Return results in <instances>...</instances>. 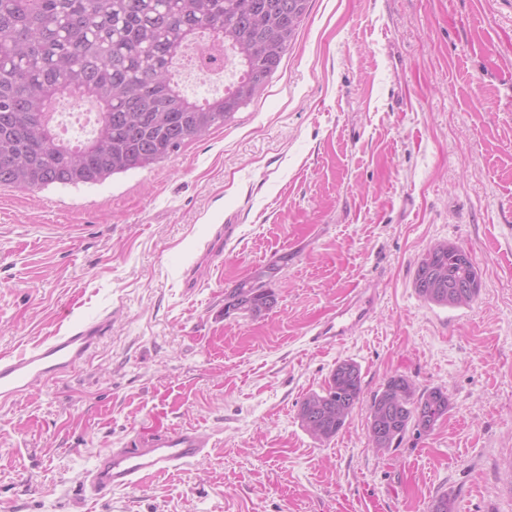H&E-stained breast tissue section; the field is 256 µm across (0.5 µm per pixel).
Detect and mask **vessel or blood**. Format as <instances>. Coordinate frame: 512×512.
I'll return each instance as SVG.
<instances>
[{"label":"vessel or blood","mask_w":512,"mask_h":512,"mask_svg":"<svg viewBox=\"0 0 512 512\" xmlns=\"http://www.w3.org/2000/svg\"><path fill=\"white\" fill-rule=\"evenodd\" d=\"M377 293L364 289L314 326L316 345L341 343L375 313ZM110 325L109 318L70 327L16 355H0V403L14 400L36 382L69 374L96 349ZM210 435L193 427H174L150 434H130L121 447L98 453L87 470L83 488L92 497L136 487L147 476L192 465L204 459Z\"/></svg>","instance_id":"1"}]
</instances>
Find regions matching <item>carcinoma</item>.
Listing matches in <instances>:
<instances>
[{
	"mask_svg": "<svg viewBox=\"0 0 512 512\" xmlns=\"http://www.w3.org/2000/svg\"><path fill=\"white\" fill-rule=\"evenodd\" d=\"M309 0H0V186L95 184L154 165L187 141L221 128L260 92L295 40ZM202 43L197 69L236 79L224 93L189 99L178 76L182 50ZM64 96L98 107L92 138L79 144L54 130ZM277 262L256 267L224 297V315L260 317L273 308ZM466 287L461 295L456 285ZM413 287L426 302L471 303L480 273L461 247L438 242L418 262ZM363 394L360 368L344 361L297 418L334 438ZM440 387L416 388L395 374L367 408L371 444L397 446L410 430L433 431L448 412Z\"/></svg>",
	"mask_w": 512,
	"mask_h": 512,
	"instance_id": "cac0c4a2",
	"label": "carcinoma"
}]
</instances>
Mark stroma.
I'll list each match as a JSON object with an SVG mask.
<instances>
[{"label": "stroma", "instance_id": "1", "mask_svg": "<svg viewBox=\"0 0 512 512\" xmlns=\"http://www.w3.org/2000/svg\"><path fill=\"white\" fill-rule=\"evenodd\" d=\"M511 75L512 0H309L228 125L97 184L0 186V355L111 317L85 362L0 404V512H428L445 492L458 512H512ZM439 241L479 266L473 304L416 293ZM284 255L275 306L225 315L226 292ZM373 287L359 332L310 344ZM345 360L365 395L404 374L446 390L447 414L379 452L361 404L314 440L299 404ZM181 425L211 435L206 458L81 496L97 452Z\"/></svg>", "mask_w": 512, "mask_h": 512}]
</instances>
